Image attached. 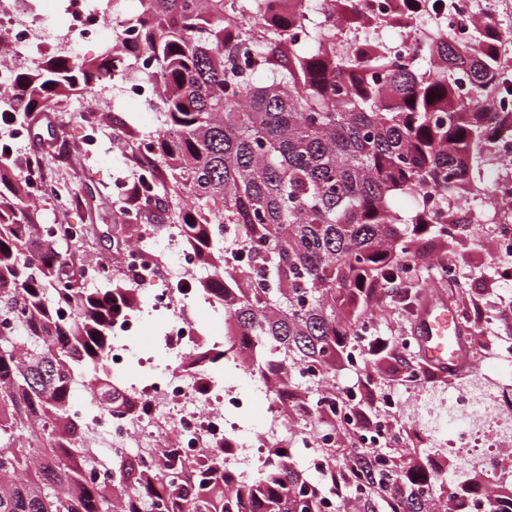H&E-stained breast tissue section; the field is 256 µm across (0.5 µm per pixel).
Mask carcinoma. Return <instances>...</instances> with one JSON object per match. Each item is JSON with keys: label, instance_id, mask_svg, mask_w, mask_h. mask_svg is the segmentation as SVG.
<instances>
[{"label": "carcinoma", "instance_id": "cac0c4a2", "mask_svg": "<svg viewBox=\"0 0 512 512\" xmlns=\"http://www.w3.org/2000/svg\"><path fill=\"white\" fill-rule=\"evenodd\" d=\"M132 16L138 56L157 85L158 126L135 148L140 176L121 192L126 224L159 196L182 197L171 221L193 232L200 283L224 301V322L251 348L278 390L294 396L314 435L336 416L335 375L366 323L370 286L402 273L431 224L424 198L467 200L487 188L490 118L512 136V19L485 13L463 32L419 37L394 59L372 34L343 46L366 0H140ZM127 38L86 60L49 51L14 75L0 110L23 128L79 88L99 93L128 66ZM266 80H260V77ZM414 202L406 215L393 201ZM26 180L0 156V512H463L465 498L421 448H363L357 428L319 448L309 477L291 447L271 443V466L235 481L212 461L197 468L170 454L160 464L118 454L112 485L87 475L75 445L72 391L87 383L119 404L104 362L112 320L139 290L117 274L87 288L75 243L44 233ZM245 225L249 235L235 238ZM387 353L362 350L363 394L349 409L376 413ZM487 512L500 484L469 463Z\"/></svg>", "mask_w": 512, "mask_h": 512}]
</instances>
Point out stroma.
Returning a JSON list of instances; mask_svg holds the SVG:
<instances>
[{
    "label": "stroma",
    "instance_id": "obj_1",
    "mask_svg": "<svg viewBox=\"0 0 512 512\" xmlns=\"http://www.w3.org/2000/svg\"><path fill=\"white\" fill-rule=\"evenodd\" d=\"M109 118L96 132H89L86 125L73 122L60 126L53 112H43L32 120L30 133L24 137L16 153L24 158L39 151L46 172L55 186L56 195H48L38 202L43 223L67 222L84 224L89 233L76 246L79 256L91 257L108 266L117 264L118 242L127 241L128 228L119 227L114 212L104 196L114 193L118 184L133 180L136 173L128 149L118 145L112 131L113 122H120L123 129L135 138H142L154 131L157 112L147 100L134 99L123 94L119 87H112L107 95ZM65 141L71 147L82 148L83 153L75 166L58 161L54 145ZM80 196L79 208L66 209L60 196ZM414 271L403 280L399 296L391 298L372 296L369 321L376 336H393L407 344L406 356L414 366H421L422 359L413 332L416 313L428 296L437 295L453 302L456 309L471 306L474 301L497 313V320L489 325V339L482 346L469 349L468 370L490 376L503 386L512 389V361L501 360L497 353V339L512 336V280L502 279L499 264L491 253L487 239L465 237L445 245H434L430 238H422ZM452 262L459 269L457 283H449L442 270L443 262ZM424 385L417 394L420 403L426 404L429 413L425 422L435 436H447L448 379L444 376L424 374Z\"/></svg>",
    "mask_w": 512,
    "mask_h": 512
}]
</instances>
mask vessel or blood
I'll list each match as a JSON object with an SVG mask.
<instances>
[{
  "instance_id": "1",
  "label": "vessel or blood",
  "mask_w": 512,
  "mask_h": 512,
  "mask_svg": "<svg viewBox=\"0 0 512 512\" xmlns=\"http://www.w3.org/2000/svg\"><path fill=\"white\" fill-rule=\"evenodd\" d=\"M419 351L429 368L440 375L456 373L466 359V336L451 301L424 302L414 323Z\"/></svg>"
}]
</instances>
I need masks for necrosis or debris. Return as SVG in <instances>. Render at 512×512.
Masks as SVG:
<instances>
[{
  "label": "necrosis or debris",
  "mask_w": 512,
  "mask_h": 512,
  "mask_svg": "<svg viewBox=\"0 0 512 512\" xmlns=\"http://www.w3.org/2000/svg\"><path fill=\"white\" fill-rule=\"evenodd\" d=\"M31 3L0 0L1 96L10 92L15 70L33 63L37 48L46 40L94 39L105 25L125 24L127 17L117 0H109L104 7L98 0H66L68 21L57 30L32 18ZM451 4V9L424 15L412 28L387 30L379 28V20L404 13L406 0H370L367 24L377 27L379 39L392 55L403 56L415 36L447 30L456 18L474 13L472 0H451ZM468 214L471 223L489 228L495 255H512V176L497 183L491 198H474ZM159 234L179 243L175 262L163 261L155 242ZM159 234L149 230L132 242L123 253L121 266L128 277L146 263L159 272V287L142 288L141 297L167 316L165 356L147 378L126 384L128 410L107 409L89 394L86 385L76 386L72 411L80 422L78 441L96 459L93 473L100 479L106 477L105 464L116 453L147 452L158 458L168 451L189 460L219 456L222 471L238 480L250 479L259 471L262 450L271 441L297 442L295 427L274 400L267 405L259 431L247 432L238 424V417L248 411L247 398L211 373L209 363L200 359V349L206 346L229 356L239 353V343L231 336H202L198 312L216 308L217 303L195 286L197 258L184 242L182 225H166ZM143 327V321L132 313L114 318L112 347L106 356L113 375H123L131 363L130 342ZM495 418H512V395L500 391L491 379H484L477 390L463 382L449 387L448 424L453 428L449 452L475 459L503 484L511 485L512 433L493 428Z\"/></svg>",
  "instance_id": "obj_1"
}]
</instances>
